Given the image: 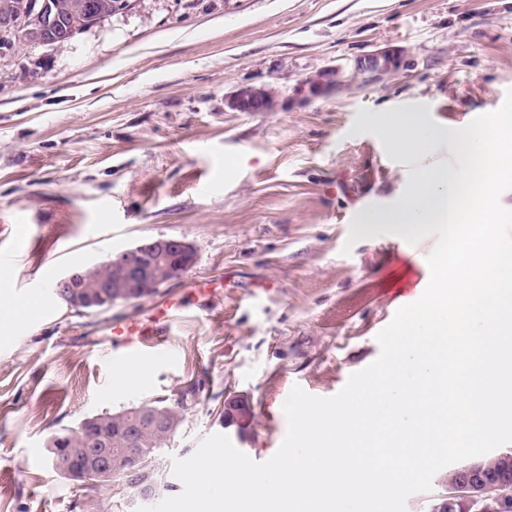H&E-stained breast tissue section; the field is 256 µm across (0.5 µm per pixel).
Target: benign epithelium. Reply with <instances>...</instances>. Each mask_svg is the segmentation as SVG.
<instances>
[{
    "label": "benign epithelium",
    "mask_w": 512,
    "mask_h": 512,
    "mask_svg": "<svg viewBox=\"0 0 512 512\" xmlns=\"http://www.w3.org/2000/svg\"><path fill=\"white\" fill-rule=\"evenodd\" d=\"M62 7L54 8L48 0H40L28 10L25 27L19 26L15 15L0 12V44L14 47L27 45L48 47L71 39L76 34L98 23L104 18L99 4L85 0L73 24L61 28ZM398 49H382L356 60L351 75L376 85L390 78L401 61ZM346 71L336 65L323 67L298 83L293 90H284L276 85L263 87L241 86L225 99L227 107L237 112H276L289 99V94L307 98L340 94L349 86ZM196 263L193 246L182 239L160 236L147 243L112 254L102 265L117 273V280L104 283H85V274L75 270L61 277L53 287L55 295L71 310H82L95 306L98 300L84 293V288H110L112 301L129 302L151 294L158 287L154 272L165 274V282L181 279ZM139 421L123 426L125 448H102L103 433L99 428L86 427L87 447L71 448L55 455L52 465L63 476L86 482L96 487L111 484L115 487L138 486L140 496L151 498L155 490L141 481L144 465V449L137 447L142 425L149 423L165 429L170 438L180 436L178 423L160 416L147 405L140 407ZM252 415L249 399L243 394L227 395L224 398V423L248 426ZM485 499L494 501L495 512H512V493L503 490V480L495 479L486 470L484 463L475 459L458 469L457 481L448 485L446 491L437 496L438 503L433 512H451L457 504L477 505Z\"/></svg>",
    "instance_id": "7a95c632"
}]
</instances>
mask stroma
Returning <instances> with one entry per match:
<instances>
[{"label": "stroma", "instance_id": "1", "mask_svg": "<svg viewBox=\"0 0 512 512\" xmlns=\"http://www.w3.org/2000/svg\"><path fill=\"white\" fill-rule=\"evenodd\" d=\"M398 72L351 92L234 112L241 85L294 87L385 47ZM512 89V0H124L50 47L0 53V512H136L124 488L87 489L47 460L48 438L85 417L172 394L201 401L172 457L222 432L257 462L280 447L293 386L329 397L380 352L377 334L419 300L436 239L379 234L347 245L352 220L386 210L419 171L453 165L448 140L387 154L385 116L464 127ZM192 244L195 265L147 298L75 317L42 304V276L145 240ZM184 299L164 324L167 358L135 385L110 359L113 324ZM247 395L248 433L221 427ZM224 416L221 424L237 423L243 429L248 426L252 415L249 399L243 394L227 395L224 398Z\"/></svg>", "mask_w": 512, "mask_h": 512}]
</instances>
